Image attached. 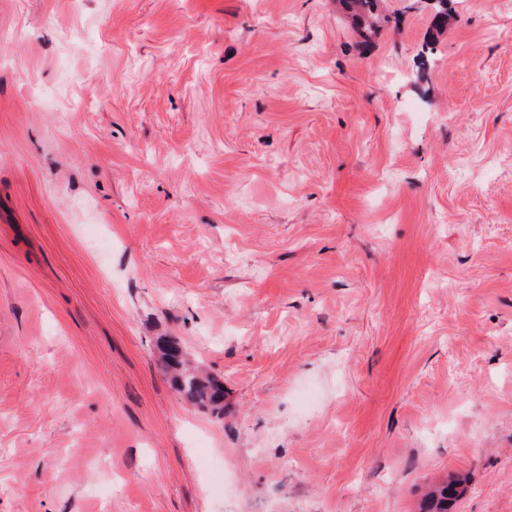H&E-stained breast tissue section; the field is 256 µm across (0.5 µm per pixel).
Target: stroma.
Instances as JSON below:
<instances>
[{
  "label": "stroma",
  "instance_id": "obj_1",
  "mask_svg": "<svg viewBox=\"0 0 512 512\" xmlns=\"http://www.w3.org/2000/svg\"><path fill=\"white\" fill-rule=\"evenodd\" d=\"M448 7L0 0V512H512V8ZM178 343L168 340L163 344L165 362L175 373L178 393L188 402L210 410L217 417L224 416V385L202 372L186 367L180 359ZM465 492V480L451 476L432 488L420 500L418 512H448Z\"/></svg>",
  "mask_w": 512,
  "mask_h": 512
}]
</instances>
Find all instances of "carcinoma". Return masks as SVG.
Listing matches in <instances>:
<instances>
[{"label": "carcinoma", "instance_id": "obj_1", "mask_svg": "<svg viewBox=\"0 0 512 512\" xmlns=\"http://www.w3.org/2000/svg\"><path fill=\"white\" fill-rule=\"evenodd\" d=\"M345 3L361 21L373 24L378 0H345ZM163 355L168 368L175 373L178 393L186 401L210 410L215 416H224V385L185 366L178 343L173 340L163 344ZM464 492L465 480L451 476L425 494L418 504V512H450Z\"/></svg>", "mask_w": 512, "mask_h": 512}]
</instances>
